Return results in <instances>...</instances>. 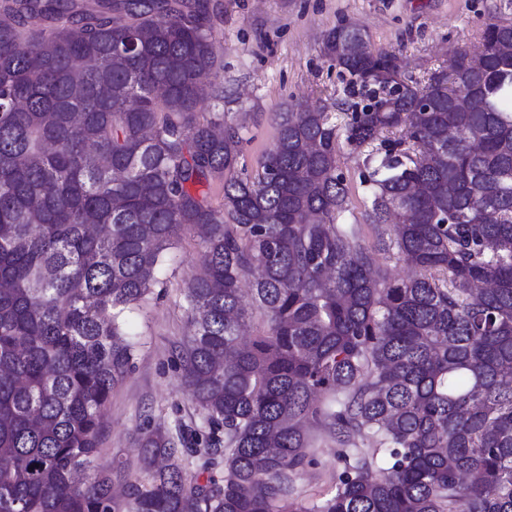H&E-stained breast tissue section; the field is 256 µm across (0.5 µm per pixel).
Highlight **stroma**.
Segmentation results:
<instances>
[{
  "label": "stroma",
  "mask_w": 512,
  "mask_h": 512,
  "mask_svg": "<svg viewBox=\"0 0 512 512\" xmlns=\"http://www.w3.org/2000/svg\"><path fill=\"white\" fill-rule=\"evenodd\" d=\"M214 50L224 64V109L243 121V161L254 167L276 135L275 115L321 107L345 125L346 94L334 62L324 54L327 34L346 25L359 30L373 49L393 55L404 78L426 83L455 49L479 51L481 32L493 19L512 20V0H212ZM338 166L352 189L344 219L369 227L361 183L364 156L341 145ZM203 250L195 229L182 232L166 267L167 285L158 298L134 312L128 330L141 346L134 367L113 390L104 411L95 469L122 487L139 474L136 436L152 428L197 431V455L187 474L204 461L207 434L202 415L180 384L179 352L190 335L183 292L201 272ZM344 468L332 441L322 442L318 464L295 483L296 495L331 491Z\"/></svg>",
  "instance_id": "obj_1"
}]
</instances>
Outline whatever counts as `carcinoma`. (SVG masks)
<instances>
[{
	"label": "carcinoma",
	"mask_w": 512,
	"mask_h": 512,
	"mask_svg": "<svg viewBox=\"0 0 512 512\" xmlns=\"http://www.w3.org/2000/svg\"><path fill=\"white\" fill-rule=\"evenodd\" d=\"M324 50L364 97L342 135L370 148V224L401 211L372 244L343 221L331 113H279L249 171L243 127L199 111L224 99L210 0H0V512H119L102 416L185 227L205 262L180 381L224 473L144 432L128 512H512V21L386 94L336 31ZM385 253L415 275H375ZM309 423L345 467L305 499Z\"/></svg>",
	"instance_id": "carcinoma-1"
}]
</instances>
